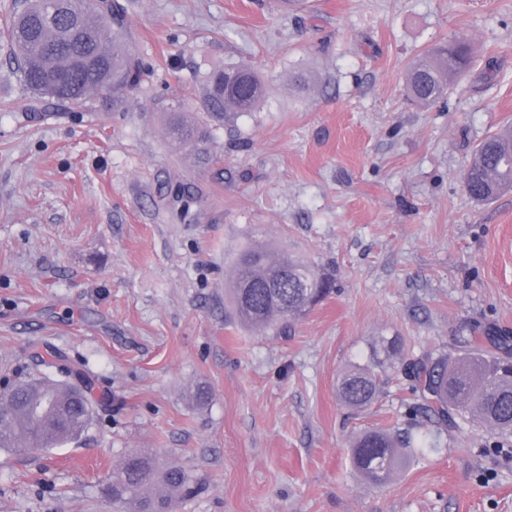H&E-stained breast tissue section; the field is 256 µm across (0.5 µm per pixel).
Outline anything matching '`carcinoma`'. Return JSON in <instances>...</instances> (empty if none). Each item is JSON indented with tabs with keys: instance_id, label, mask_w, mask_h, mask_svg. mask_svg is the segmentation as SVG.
<instances>
[{
	"instance_id": "obj_1",
	"label": "carcinoma",
	"mask_w": 512,
	"mask_h": 512,
	"mask_svg": "<svg viewBox=\"0 0 512 512\" xmlns=\"http://www.w3.org/2000/svg\"><path fill=\"white\" fill-rule=\"evenodd\" d=\"M126 27L117 0H58L50 14L44 0H25L9 29V47L22 82L42 100L64 110H91L98 92L112 90V102L123 104L140 85L138 58L119 49L117 36ZM471 63L467 45L453 37L432 47L410 68L407 93L417 104L443 99ZM266 94V85L250 67L226 66L208 81L206 112L189 119L169 113L168 136L177 144L191 143L197 163L223 178L210 146L208 126L221 124L230 112L252 111ZM469 196L485 202L512 188V129L481 141L463 172ZM332 282L299 258L274 256L262 245L238 254L228 288L235 317L253 328L288 327L325 298ZM419 403L414 410L436 424L469 425L512 438V354L500 355L474 345L471 352L450 359L428 355L406 364ZM62 379L30 373L0 386V449L14 452L57 448L79 439L92 422L93 388L73 364L59 368ZM339 397L352 410H363L378 397L373 366L345 373ZM436 450L429 433L415 436L367 429L351 448L353 467L377 486L391 479L401 450ZM181 468L162 466L153 458L131 454L112 471L109 494L118 512H175L179 499L198 494Z\"/></svg>"
}]
</instances>
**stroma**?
Wrapping results in <instances>:
<instances>
[{"label": "stroma", "instance_id": "35a3bbf8", "mask_svg": "<svg viewBox=\"0 0 512 512\" xmlns=\"http://www.w3.org/2000/svg\"><path fill=\"white\" fill-rule=\"evenodd\" d=\"M122 2L141 84L81 121L23 84L18 0H0V375L50 346L95 381L79 440L0 450V512H112L101 487L133 452L199 483L176 512H512V453L484 430L405 449L381 487L350 462L361 430L413 429L406 361L462 356L477 326L512 333V189L479 203L462 183L475 146L512 125V0ZM453 35L469 70L411 103L408 67ZM227 64L268 94L212 127L216 181L167 114L203 113ZM251 241L334 279L287 333L242 325L224 294ZM394 337L378 400L350 410L342 374Z\"/></svg>", "mask_w": 512, "mask_h": 512}]
</instances>
